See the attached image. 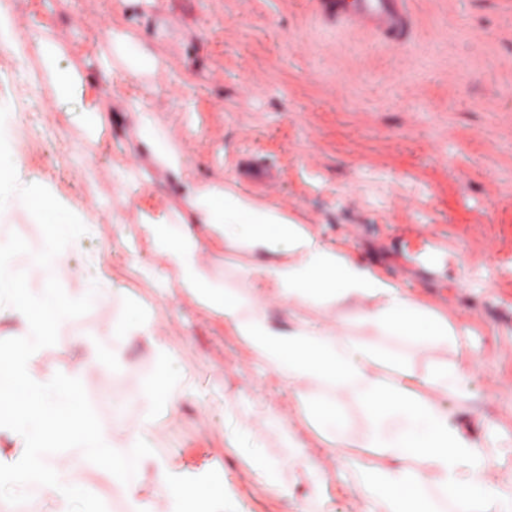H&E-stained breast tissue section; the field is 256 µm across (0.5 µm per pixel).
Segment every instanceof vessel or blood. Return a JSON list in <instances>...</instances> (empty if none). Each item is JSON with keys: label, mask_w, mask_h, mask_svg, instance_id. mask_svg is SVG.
<instances>
[{"label": "vessel or blood", "mask_w": 512, "mask_h": 512, "mask_svg": "<svg viewBox=\"0 0 512 512\" xmlns=\"http://www.w3.org/2000/svg\"><path fill=\"white\" fill-rule=\"evenodd\" d=\"M316 16L359 29L391 45L407 41L413 29L409 0H312Z\"/></svg>", "instance_id": "b4317fda"}]
</instances>
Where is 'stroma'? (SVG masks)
I'll use <instances>...</instances> for the list:
<instances>
[{
	"label": "stroma",
	"mask_w": 512,
	"mask_h": 512,
	"mask_svg": "<svg viewBox=\"0 0 512 512\" xmlns=\"http://www.w3.org/2000/svg\"><path fill=\"white\" fill-rule=\"evenodd\" d=\"M11 3L14 14L70 47L73 62L92 61L123 31L164 63L155 77L117 73L87 87L86 103L113 110L111 127L92 138L53 111L51 88H43L42 102L28 99L22 77L38 68L37 52L20 62L0 49V105L10 109L24 170L76 205L102 204L95 238L70 254L69 265L85 273L103 256L114 282L160 315L158 331L181 358L188 395L159 435L143 493L152 492L157 467L187 475L214 469L241 512H361L346 463L376 471L387 461L372 448L337 447L296 416L292 390L180 288L177 273L164 295L143 276L165 261L140 241V213L160 216L181 201L164 176L128 193L120 188L113 166L143 158L135 116L121 109L131 101L154 109L171 129L195 177L278 205L467 330L465 347L419 351L365 327L362 303L335 308L353 339L411 360L417 395L444 406L465 433L496 436L493 474L512 486V0H411L415 31L406 48L325 25L311 0H156L148 10L130 0ZM261 164L277 170L274 189L249 179L250 167ZM121 311L118 303L96 305L60 326L45 362L68 368L79 339L101 338ZM124 360L118 377L95 366L84 376L106 428L117 418L136 426L152 349L132 338ZM446 363L467 376L459 395L440 396L421 382ZM259 398L289 419L320 483L287 465L281 430H264L263 451L282 463L289 498L228 442L226 404L247 407Z\"/></svg>",
	"instance_id": "35a3bbf8"
}]
</instances>
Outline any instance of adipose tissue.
Returning <instances> with one entry per match:
<instances>
[{"label":"adipose tissue","instance_id":"adipose-tissue-1","mask_svg":"<svg viewBox=\"0 0 512 512\" xmlns=\"http://www.w3.org/2000/svg\"><path fill=\"white\" fill-rule=\"evenodd\" d=\"M36 44L40 74L61 111L95 133L111 126L112 115L81 106L85 87L118 71L142 78L162 70L145 44L122 32L113 33L92 70L67 63V46L47 32L37 35ZM136 115L148 164L118 169L121 184L134 190L152 183L159 168L181 187V208L158 217L140 215L141 238L168 264L167 270H152V278L166 286L168 269H175L185 292L223 320L265 369L299 391L305 418L334 438L337 447L352 445L336 407L338 396L359 404L366 420L362 447L376 449L389 462L378 472L355 462L347 465L364 512H512V489L491 482L483 446L464 434L443 407L412 390L415 372L409 362L387 348L353 340L331 310L348 300L367 302L364 325L416 348L457 342L461 329L279 207H260L226 186L190 178L177 143L153 111L140 108ZM199 224L219 246L208 260L201 256ZM232 249L252 258L239 269L236 287L227 285L222 263L224 251ZM272 302L304 306L318 316L279 324L267 313ZM411 460L417 468H408Z\"/></svg>","mask_w":512,"mask_h":512}]
</instances>
